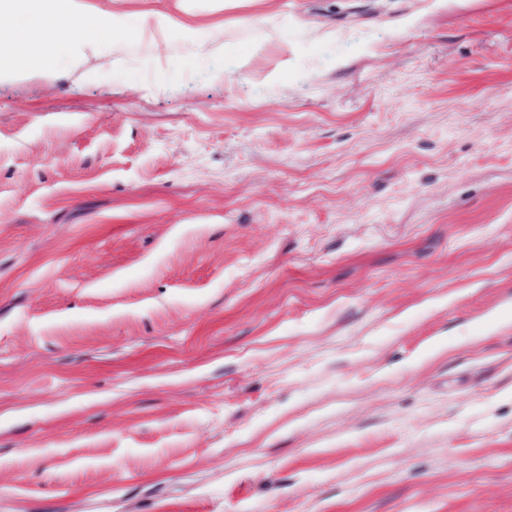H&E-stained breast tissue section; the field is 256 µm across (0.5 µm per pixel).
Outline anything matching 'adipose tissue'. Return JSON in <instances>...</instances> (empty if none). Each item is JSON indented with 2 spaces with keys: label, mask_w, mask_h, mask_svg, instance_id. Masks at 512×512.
<instances>
[{
  "label": "adipose tissue",
  "mask_w": 512,
  "mask_h": 512,
  "mask_svg": "<svg viewBox=\"0 0 512 512\" xmlns=\"http://www.w3.org/2000/svg\"><path fill=\"white\" fill-rule=\"evenodd\" d=\"M87 10L86 0H0V18L25 16L36 21L31 36L26 39L12 28L0 25V74L23 72L36 59L47 58L57 38L81 35ZM144 20L147 27L157 34L164 33L173 25H180L204 50L214 41V26L196 22L190 12L178 21L170 14L149 11L145 13Z\"/></svg>",
  "instance_id": "obj_1"
}]
</instances>
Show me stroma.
<instances>
[{"label": "stroma", "mask_w": 512, "mask_h": 512, "mask_svg": "<svg viewBox=\"0 0 512 512\" xmlns=\"http://www.w3.org/2000/svg\"><path fill=\"white\" fill-rule=\"evenodd\" d=\"M0 78V512H512V0H89ZM178 1V8L182 10L185 15L183 20H176L169 13L149 11L146 12L143 17L147 27L156 34H163L171 26L178 25L195 38L201 50H207L214 41V31L218 26L203 25L196 22L194 14L183 6V0Z\"/></svg>", "instance_id": "1"}]
</instances>
